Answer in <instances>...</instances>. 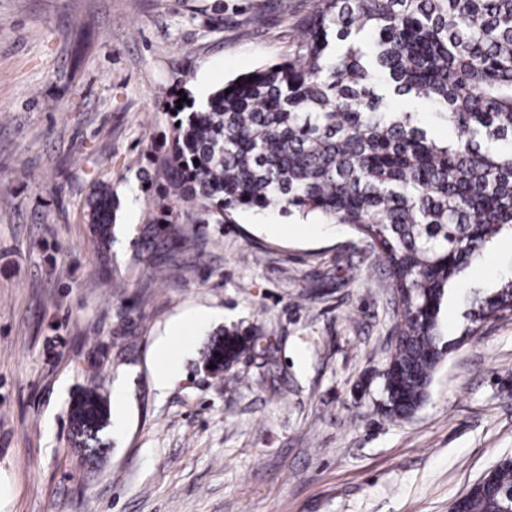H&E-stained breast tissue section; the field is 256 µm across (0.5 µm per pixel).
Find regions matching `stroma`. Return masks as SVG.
Returning <instances> with one entry per match:
<instances>
[{
	"label": "stroma",
	"mask_w": 512,
	"mask_h": 512,
	"mask_svg": "<svg viewBox=\"0 0 512 512\" xmlns=\"http://www.w3.org/2000/svg\"><path fill=\"white\" fill-rule=\"evenodd\" d=\"M315 0H0V512H450L512 457V314L467 334L512 278V237L451 282L453 349L406 422L376 410L395 345L379 250L348 225L278 208L197 224L146 271L172 119L292 49ZM107 184L112 249L84 206ZM199 309L158 387L170 323ZM237 329L271 342L213 376L200 352ZM110 403L99 446L68 407L89 374Z\"/></svg>",
	"instance_id": "stroma-1"
}]
</instances>
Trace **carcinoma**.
I'll return each instance as SVG.
<instances>
[{"instance_id":"carcinoma-1","label":"carcinoma","mask_w":512,"mask_h":512,"mask_svg":"<svg viewBox=\"0 0 512 512\" xmlns=\"http://www.w3.org/2000/svg\"><path fill=\"white\" fill-rule=\"evenodd\" d=\"M160 106L177 125L138 262L153 267L185 247L183 217L221 224L238 209L277 205L349 225L385 258L398 302L378 410L411 418L452 346L439 324L445 288L489 239L512 234V0H316L287 58L201 105L166 97ZM427 120L448 138L429 135ZM113 209L112 189L99 185L86 221L102 251ZM504 310L512 281L477 302L471 324ZM248 351L264 348L220 330L203 363L229 371ZM68 418L83 444L99 441L110 419L99 383L81 389ZM510 501L506 457L465 509L504 512Z\"/></svg>"}]
</instances>
